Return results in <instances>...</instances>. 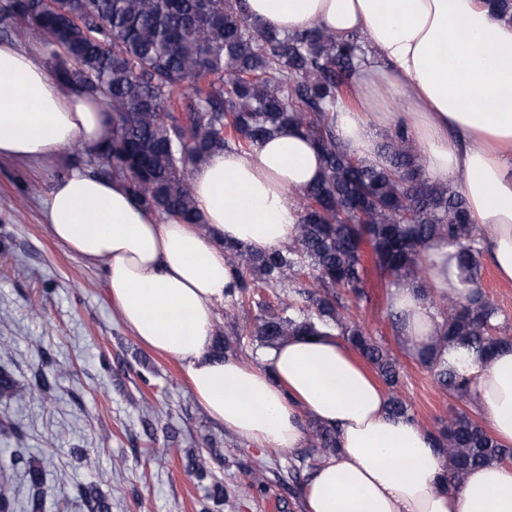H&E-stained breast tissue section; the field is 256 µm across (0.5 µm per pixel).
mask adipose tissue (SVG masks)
I'll use <instances>...</instances> for the list:
<instances>
[{
    "mask_svg": "<svg viewBox=\"0 0 512 512\" xmlns=\"http://www.w3.org/2000/svg\"><path fill=\"white\" fill-rule=\"evenodd\" d=\"M243 8L281 33L319 25L364 35L354 99L333 113L338 143L382 165L377 132L405 128L426 178L462 191L500 279L512 283V22L487 0H245ZM397 97L404 111L393 110ZM111 130L102 103L58 81L42 42H0V159L44 165L73 144L95 148ZM323 173L316 148L288 125L250 153L226 150L195 166L202 224L147 210L122 180L81 171L54 184L43 218L54 239L105 264L121 322L183 364L212 421L282 450L301 447L308 422L336 429L338 450L306 482L303 512H512V466L488 463L445 487L446 462L429 433L390 413L387 391L336 332L288 337L252 364L213 353L214 308L232 282L225 244L288 246L299 220L292 197ZM453 254L444 242L424 250L434 292L459 293ZM390 304L409 353L437 345L442 320L416 289H393ZM469 374L475 405L512 445V348L471 363Z\"/></svg>",
    "mask_w": 512,
    "mask_h": 512,
    "instance_id": "1",
    "label": "adipose tissue"
}]
</instances>
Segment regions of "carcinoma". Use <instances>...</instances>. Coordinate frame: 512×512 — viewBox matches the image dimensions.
<instances>
[{"instance_id":"obj_1","label":"carcinoma","mask_w":512,"mask_h":512,"mask_svg":"<svg viewBox=\"0 0 512 512\" xmlns=\"http://www.w3.org/2000/svg\"><path fill=\"white\" fill-rule=\"evenodd\" d=\"M0 21L14 25L18 37L52 47L59 80L112 113L110 137L90 156L148 209L199 223L191 186L196 164L232 147L251 151L286 125L320 152L324 175L301 192L288 248L257 253L225 246L238 303L262 289L274 291L276 303H258L260 314L234 339L216 341L217 353L333 330L374 369L392 414L417 423L398 394L397 359L348 317L347 301L365 295V245L391 285L417 289L442 318L441 342L418 357L442 390L468 397V358L512 346L481 289L483 236L462 192L424 177L422 157L402 128L379 143L384 168L336 141L330 112L366 62L362 35L338 39L321 27L281 34L250 20L240 0H0ZM440 241L456 248L462 291L455 297L434 294L419 265L420 253ZM44 385L39 367L28 380L0 368V398L22 400ZM307 435L301 464L312 470L336 453L337 437L317 423ZM431 437L448 461L449 487L477 466L512 460V448L464 412ZM18 470L28 486L21 504L10 487ZM44 482L40 463L13 450L0 464V512H44ZM78 494L87 512H111L95 485Z\"/></svg>"}]
</instances>
